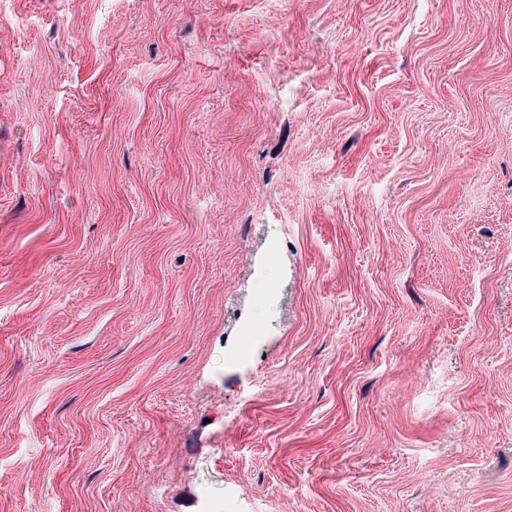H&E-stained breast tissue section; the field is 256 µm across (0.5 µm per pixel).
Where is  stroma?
Masks as SVG:
<instances>
[{"label":"stroma","mask_w":512,"mask_h":512,"mask_svg":"<svg viewBox=\"0 0 512 512\" xmlns=\"http://www.w3.org/2000/svg\"><path fill=\"white\" fill-rule=\"evenodd\" d=\"M0 512H512V0H0Z\"/></svg>","instance_id":"obj_1"}]
</instances>
